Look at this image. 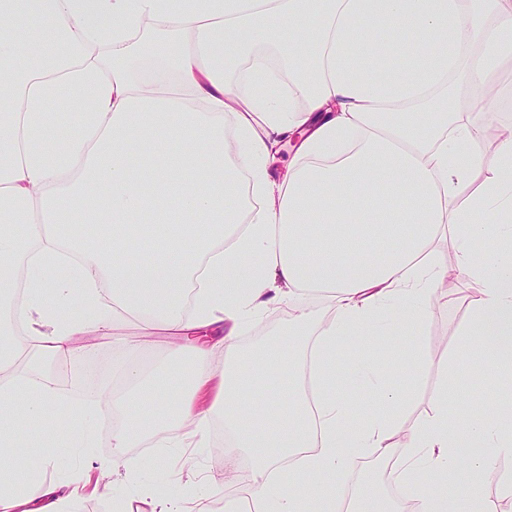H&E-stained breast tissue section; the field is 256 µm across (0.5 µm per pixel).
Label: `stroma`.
Returning a JSON list of instances; mask_svg holds the SVG:
<instances>
[{"mask_svg":"<svg viewBox=\"0 0 512 512\" xmlns=\"http://www.w3.org/2000/svg\"><path fill=\"white\" fill-rule=\"evenodd\" d=\"M476 285L468 278L453 280L447 286V299L438 303L424 323L419 335L399 337L394 344L395 352L404 354L417 351L424 361L421 373L405 368L395 377V384H405L410 376H417L419 389L405 409V424H414L430 413L436 387L442 380L445 365L455 367V375L462 387L463 405L467 411H474L483 404L495 385L493 365L488 360L471 356L462 358L464 349L458 332L469 319L470 302L475 295ZM326 298L313 297L306 303L284 302L265 312L258 320L245 326L238 338L244 349L251 350L265 346L282 330L291 325L302 307L317 310L324 307ZM147 363L154 368L168 367L169 361L161 345L141 348L138 355H130L121 344L105 336L89 341L85 350L78 355L49 361L48 371L57 375L56 386L60 393L70 394L75 399L93 398L110 386L109 378L114 368L130 359ZM483 369L486 379L477 384L470 374ZM206 448L203 453L184 448L163 458V477L156 480L142 475L139 470L128 467V460L143 457L139 448L125 449L124 463L117 467L110 484L97 483V465L112 460V423L102 420L96 437V446L86 455L74 453L67 447L59 448L55 458H47L44 452L24 450L23 463L26 468L42 480L52 483L82 485L83 495L67 503L66 512H113L117 505L140 508L142 500L169 499L191 512H212L216 503L224 499V459L219 453L225 442L224 420L214 417L204 437Z\"/></svg>","mask_w":512,"mask_h":512,"instance_id":"1","label":"stroma"}]
</instances>
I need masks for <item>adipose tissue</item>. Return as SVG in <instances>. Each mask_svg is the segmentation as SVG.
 <instances>
[{
    "label": "adipose tissue",
    "instance_id": "obj_1",
    "mask_svg": "<svg viewBox=\"0 0 512 512\" xmlns=\"http://www.w3.org/2000/svg\"><path fill=\"white\" fill-rule=\"evenodd\" d=\"M148 19L138 75L128 54ZM89 44L111 49V72L81 62ZM267 47L287 89L270 77ZM506 70L512 0H0V463L13 466L0 512L61 503L18 464L22 422L42 423L44 443L90 448L95 420L109 417L121 451L183 447L218 413L225 467L252 458L250 477L224 492L254 512H400L376 479L350 495L338 484L367 452L399 456L415 512H490L476 485L512 453V401L466 413L446 376L431 414L408 428L392 364L372 353L340 366L336 349L381 328L419 333L448 277L433 257L445 236L458 274L480 286L460 335L512 388V137L483 176L481 128L448 85L453 74L484 88L480 110L494 113ZM295 135L294 163L272 178L280 141ZM104 217L91 243L56 230ZM483 238L496 247L475 253ZM104 287L137 329L127 350L173 333L174 367L128 364L123 389L83 404L49 376L28 385L18 363L73 356L101 332ZM76 292L82 310L65 313ZM306 293L329 306L300 311L277 340L293 351L289 375L253 393L276 356L246 360L241 329ZM217 325L219 376L212 348L182 341ZM340 368L367 388V411L337 394ZM174 381L169 408L161 395ZM437 474L455 495L432 485Z\"/></svg>",
    "mask_w": 512,
    "mask_h": 512
}]
</instances>
